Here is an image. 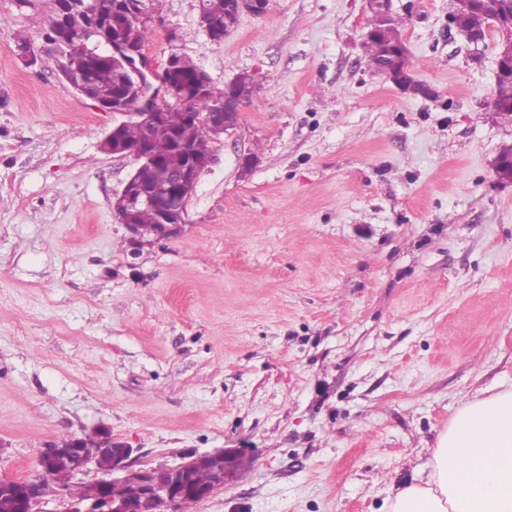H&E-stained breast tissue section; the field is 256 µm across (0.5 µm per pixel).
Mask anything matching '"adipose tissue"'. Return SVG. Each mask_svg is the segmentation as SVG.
I'll use <instances>...</instances> for the list:
<instances>
[{"mask_svg": "<svg viewBox=\"0 0 512 512\" xmlns=\"http://www.w3.org/2000/svg\"><path fill=\"white\" fill-rule=\"evenodd\" d=\"M385 512H512V390L459 407L426 479H411Z\"/></svg>", "mask_w": 512, "mask_h": 512, "instance_id": "obj_1", "label": "adipose tissue"}]
</instances>
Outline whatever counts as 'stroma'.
<instances>
[{
	"label": "stroma",
	"instance_id": "1",
	"mask_svg": "<svg viewBox=\"0 0 512 512\" xmlns=\"http://www.w3.org/2000/svg\"><path fill=\"white\" fill-rule=\"evenodd\" d=\"M154 7L153 65L258 90L184 232L137 247L114 203L138 162L100 149L116 116L0 0V476L103 428L142 467L235 451L190 512H382L460 405L512 389L500 37L450 30L454 0H391L423 96L370 69L368 0H269L219 43L196 0Z\"/></svg>",
	"mask_w": 512,
	"mask_h": 512
}]
</instances>
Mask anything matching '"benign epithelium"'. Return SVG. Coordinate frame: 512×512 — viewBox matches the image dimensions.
Here are the masks:
<instances>
[{
	"label": "benign epithelium",
	"instance_id": "7a95c632",
	"mask_svg": "<svg viewBox=\"0 0 512 512\" xmlns=\"http://www.w3.org/2000/svg\"><path fill=\"white\" fill-rule=\"evenodd\" d=\"M235 3L234 26L244 12L262 14L268 0H235ZM456 3L448 25L471 43L483 40L485 33L469 30L464 24L466 14L477 7L489 9V27L499 34L502 46L496 76L512 73V0H456ZM370 4L373 10L370 23L381 31L388 20L390 0H370ZM117 9L141 26L150 27L155 21L151 0H118ZM55 21L63 23L61 44L65 54L57 53L55 44L48 45V51L58 60L57 67L67 85L73 87L82 83V76L67 69V64L61 62L65 57L92 58L106 54L125 67L129 96L119 103L96 102L102 111L126 117V120L112 127L101 141L103 151L113 155H132L143 163H156L149 151V143L160 120L169 113L178 114L183 121L199 125L215 139L237 125L244 103L241 88L252 81L250 75L241 74L228 84L223 104L210 112H198L192 101L177 93L170 80L174 54L167 56L161 72L156 73L147 61L144 48H131L118 41L102 46L97 39L101 17L93 11L88 0H68L65 17L58 16ZM373 70L386 76L406 93L416 91L405 52L394 51L387 61L373 67ZM129 123H136L142 128L143 138L136 144H128L119 136L120 128ZM206 169L208 165H201L190 158L176 169L165 170L161 183L150 191L139 188L136 176H131L115 204L121 223L139 242L145 238L162 241L177 237L187 224L189 200L200 175ZM141 207L163 209L161 223L148 227L134 223V214ZM101 439L103 435L96 430L81 437L86 442L84 447L78 443L68 446L62 442L49 445L40 453L41 471L34 481L40 482L59 467L67 468L74 477L88 465L97 463L101 449L93 446L91 441ZM134 452L135 449L124 443L112 449V464L105 471V477L85 483L82 496L74 497L67 489H61L60 495L68 498L64 512H163L167 506L188 512L191 503L185 502V499L193 498L197 503L203 501L239 477L237 455L218 450L193 456L187 462L164 469L167 480L160 483L155 479L156 469L135 467ZM201 469L210 475V486L205 489L192 484V477Z\"/></svg>",
	"mask_w": 512,
	"mask_h": 512
}]
</instances>
